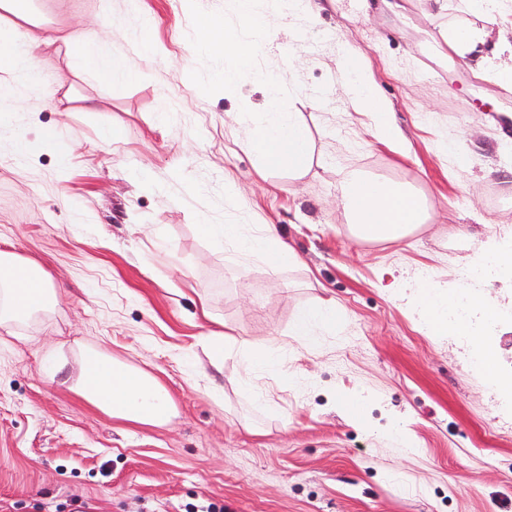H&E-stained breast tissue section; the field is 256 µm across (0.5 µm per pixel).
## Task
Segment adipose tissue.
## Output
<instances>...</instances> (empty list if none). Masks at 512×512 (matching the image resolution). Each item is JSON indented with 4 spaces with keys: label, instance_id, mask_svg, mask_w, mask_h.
<instances>
[{
    "label": "adipose tissue",
    "instance_id": "obj_1",
    "mask_svg": "<svg viewBox=\"0 0 512 512\" xmlns=\"http://www.w3.org/2000/svg\"><path fill=\"white\" fill-rule=\"evenodd\" d=\"M502 0H461L466 20L449 25L443 39L449 51L473 71L503 86H512V39L499 28L497 13ZM34 24L32 0H0V72L15 80L36 79L35 62L41 42L21 32L20 23ZM56 40L69 47L73 55L104 82L120 84L137 77L138 72L122 54L113 56L94 52L93 42L76 31H57ZM343 88L359 111L369 114L378 140L403 145L390 104L382 98L368 78L364 57L349 50L339 66ZM344 213L360 237L371 240H395L413 225L424 223L427 206L406 188L384 179L358 172L347 175L339 197ZM203 231L232 250L238 260L257 258L273 268L296 264L292 247L281 240L275 229L260 228L258 234H243L232 223L207 224ZM419 318L427 335L462 336L473 350L479 351L478 365L489 388L497 395L512 394V374L499 370L500 355L485 346L484 334L493 330L501 316L498 302L475 290H468L470 310H457L456 290L431 281L419 285ZM56 304V295L47 274L34 262L16 253L0 251V327L48 312ZM339 311L335 303L323 301L298 312L288 329L294 341L312 348L318 334L335 329ZM225 351H237L245 359L243 388L254 386L256 374L282 378L287 376V350L266 341H250L231 335L224 338ZM82 369L76 391L88 402L112 417L147 424H162L168 419L171 399L151 374L103 357L93 350L81 355Z\"/></svg>",
    "mask_w": 512,
    "mask_h": 512
}]
</instances>
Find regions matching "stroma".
Instances as JSON below:
<instances>
[{
    "instance_id": "1",
    "label": "stroma",
    "mask_w": 512,
    "mask_h": 512,
    "mask_svg": "<svg viewBox=\"0 0 512 512\" xmlns=\"http://www.w3.org/2000/svg\"><path fill=\"white\" fill-rule=\"evenodd\" d=\"M315 15L270 28L259 66L298 92L313 143L302 178L247 149L241 108L259 85L205 96L190 80L188 0H35L40 80L0 124V250L38 264L57 306L0 329V512H512V405L489 393L462 338L427 336L415 277L453 288L490 238L512 236V89L448 55L447 0H314ZM85 31L101 53H131L136 79L100 81L50 29ZM139 33L162 59L132 54ZM358 48L392 105L405 150L378 142L342 89ZM295 56L287 66L285 53ZM119 136L105 145L101 134ZM23 134L28 152L11 148ZM56 135L71 151L47 142ZM460 144L465 165L437 153ZM352 171L412 188L427 223L398 241L361 240L337 206ZM276 225L299 264L241 274L201 221ZM503 320L489 335L512 371V278L482 283ZM334 300L343 320L319 347L290 341L297 312ZM288 346L290 379L243 390L239 354L214 362L224 332ZM93 349L155 376L169 421L115 419L74 389ZM364 398L361 421L339 410ZM401 425L407 446L384 433Z\"/></svg>"
}]
</instances>
